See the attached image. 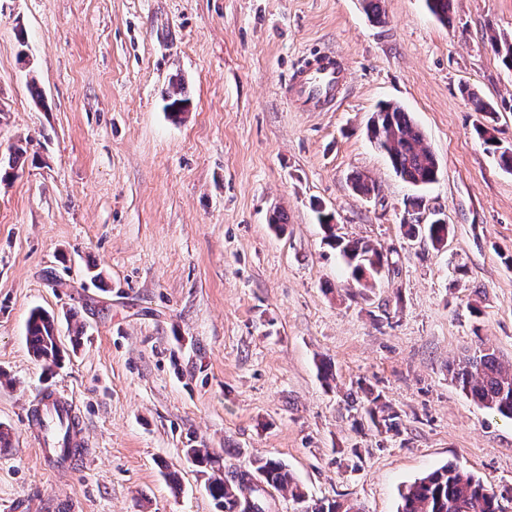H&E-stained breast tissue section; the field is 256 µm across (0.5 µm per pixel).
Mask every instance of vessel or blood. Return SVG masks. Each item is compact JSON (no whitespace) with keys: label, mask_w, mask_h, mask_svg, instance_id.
Masks as SVG:
<instances>
[{"label":"vessel or blood","mask_w":512,"mask_h":512,"mask_svg":"<svg viewBox=\"0 0 512 512\" xmlns=\"http://www.w3.org/2000/svg\"><path fill=\"white\" fill-rule=\"evenodd\" d=\"M345 67L337 53L316 51L303 59L294 73L290 104L302 112H319L335 98L345 80ZM77 404L66 393L39 398L31 419L35 423V452L47 470L62 471L67 449L84 445L82 430L73 428Z\"/></svg>","instance_id":"obj_1"}]
</instances>
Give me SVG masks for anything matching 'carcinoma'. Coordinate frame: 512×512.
Here are the masks:
<instances>
[{"instance_id": "1", "label": "carcinoma", "mask_w": 512, "mask_h": 512, "mask_svg": "<svg viewBox=\"0 0 512 512\" xmlns=\"http://www.w3.org/2000/svg\"><path fill=\"white\" fill-rule=\"evenodd\" d=\"M429 11L442 24L450 22L452 0H426ZM491 48L501 64L512 70V42L491 39ZM463 96L478 112L489 117L497 109L485 101L468 85L462 86ZM188 99L178 93L166 97V109L177 118L186 111ZM368 137L389 159L394 172L402 180L425 186L437 180L439 166L436 156L424 145L421 131L410 115L398 105L384 103L373 112L368 127ZM491 124L476 128L483 144L497 155L500 166L512 171V148L500 145ZM27 150L21 146L9 148L4 176L14 175L19 169ZM422 199L411 197L404 203L401 226L408 237L424 236L434 245L443 244L449 227L432 221L420 224ZM319 223L324 229L325 242L339 250L345 259L352 280L360 284L368 279L380 278L389 268L388 257L376 246L361 241L345 240L336 234V225L331 215L316 207ZM27 338L33 355L41 360L46 369L60 364L61 348L54 317L42 309L31 311L27 322ZM453 378L463 393L471 396L483 407L512 419V369L503 367L495 354L479 351L466 365L453 372ZM367 413L372 423L387 430L396 428L397 415L386 412L380 397L370 400ZM185 454L199 467L215 469L219 460L205 448H187ZM261 481L265 497L272 492H288L292 500L300 505L299 512H359L354 505H343L337 501L312 499L293 479L287 466L278 458L265 457L252 460L248 466L227 470L213 477L208 484L210 495L219 502L222 512H268V503L249 500L253 480ZM402 500L399 512H503V507L494 490L487 488L470 472L449 463L443 465L410 484L400 493Z\"/></svg>"}]
</instances>
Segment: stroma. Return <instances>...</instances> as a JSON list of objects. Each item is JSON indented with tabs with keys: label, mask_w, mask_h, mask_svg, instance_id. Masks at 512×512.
I'll return each instance as SVG.
<instances>
[{
	"label": "stroma",
	"mask_w": 512,
	"mask_h": 512,
	"mask_svg": "<svg viewBox=\"0 0 512 512\" xmlns=\"http://www.w3.org/2000/svg\"><path fill=\"white\" fill-rule=\"evenodd\" d=\"M383 8L376 23L361 0H0V156L28 148L0 182V512H221L189 446L276 456L360 512H396L453 462L512 512V421L451 374L479 350L512 368V172L475 133L494 123L512 146V112L488 120L460 94L512 100L490 45L512 40V0H452L448 25L425 0ZM315 47L348 81L330 111L298 112L284 89ZM174 90L191 100L177 123ZM387 102L422 131L435 183L404 182L370 142ZM411 196L447 222L443 245L403 234ZM318 203L389 273L353 283ZM35 308L57 319L49 371L26 342ZM49 388L76 396L89 443L56 475L29 444ZM373 394L396 430L347 403Z\"/></svg>",
	"instance_id": "stroma-1"
}]
</instances>
